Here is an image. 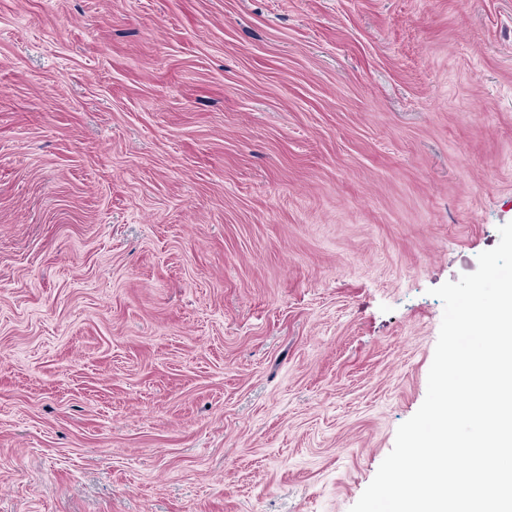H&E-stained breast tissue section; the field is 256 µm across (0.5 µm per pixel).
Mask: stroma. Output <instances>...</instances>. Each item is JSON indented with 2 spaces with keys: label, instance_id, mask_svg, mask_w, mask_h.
<instances>
[{
  "label": "stroma",
  "instance_id": "stroma-1",
  "mask_svg": "<svg viewBox=\"0 0 512 512\" xmlns=\"http://www.w3.org/2000/svg\"><path fill=\"white\" fill-rule=\"evenodd\" d=\"M512 222V0H0V512H349Z\"/></svg>",
  "mask_w": 512,
  "mask_h": 512
}]
</instances>
